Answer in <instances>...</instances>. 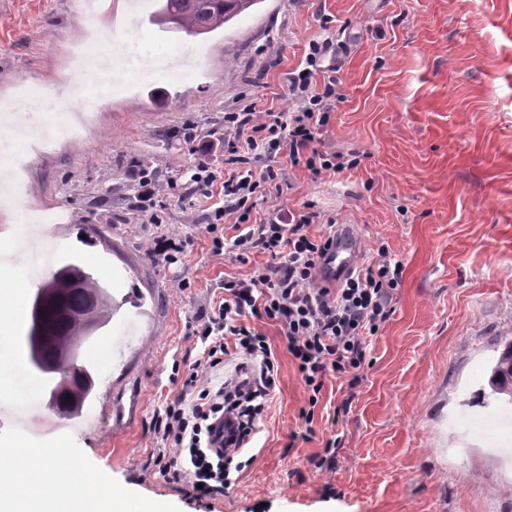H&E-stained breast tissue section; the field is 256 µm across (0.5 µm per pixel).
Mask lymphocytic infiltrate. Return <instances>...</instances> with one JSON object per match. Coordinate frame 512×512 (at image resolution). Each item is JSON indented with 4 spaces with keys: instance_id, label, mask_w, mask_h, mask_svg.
I'll list each match as a JSON object with an SVG mask.
<instances>
[{
    "instance_id": "f902f5d3",
    "label": "lymphocytic infiltrate",
    "mask_w": 512,
    "mask_h": 512,
    "mask_svg": "<svg viewBox=\"0 0 512 512\" xmlns=\"http://www.w3.org/2000/svg\"><path fill=\"white\" fill-rule=\"evenodd\" d=\"M335 52L333 39L310 42L305 68L288 74L290 111L252 105L225 113L223 136L193 126L181 133L195 160L180 172V187L206 205L203 230L212 255L228 254L251 268L246 277L225 280L222 298L192 319L202 352L180 393L156 417L161 446L154 467L163 480L189 488L198 499L223 495L229 484L234 452L212 448L216 421L231 419L234 441L248 440L277 386V353L252 319L271 321L283 333L307 391L308 405L299 416L309 426L327 378L363 371L368 339L386 322L402 278V262L382 244L375 261L358 266L340 284L325 283L319 271L334 234L312 232L320 213L276 207L251 218L259 199L281 191L286 168L303 167L315 177L344 170L342 155L311 148L335 108V79H315ZM158 192L154 171L140 169L133 185L136 223H161ZM228 221L235 230L230 239L224 235ZM234 354L250 362L251 371L241 381L211 387L205 374Z\"/></svg>"
}]
</instances>
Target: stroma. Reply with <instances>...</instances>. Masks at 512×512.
Instances as JSON below:
<instances>
[{"label":"stroma","mask_w":512,"mask_h":512,"mask_svg":"<svg viewBox=\"0 0 512 512\" xmlns=\"http://www.w3.org/2000/svg\"><path fill=\"white\" fill-rule=\"evenodd\" d=\"M73 23L69 0H0V75L61 77ZM329 36L342 44L338 102L314 146L358 165L317 179L286 169L282 196L268 203L358 225L359 262L388 245L402 281L357 385L326 384L325 400L346 413L333 428L314 421L306 442L290 439L304 429L305 386L279 328L259 321L280 383L243 449L251 465L224 497L200 503L150 467L154 423L201 351L190 318L221 296L224 278L249 268L212 256L204 210L181 189L162 190V223H135L130 173L149 165L165 181L192 164L177 138L185 125L220 135L225 113L252 101L286 107L288 72ZM182 92L139 105L108 97L75 143L33 158L26 179L36 198L76 216L49 260L98 257L97 277L145 314L127 325L123 355L110 336L93 337L106 373L80 417L41 396L0 421V441L63 448L98 470L111 504L92 507L77 483L61 496L74 512H512V410L483 402L491 364L512 339V0H263L225 30L210 73ZM162 235L194 244L168 265L154 254ZM332 435L336 469L325 475L309 459Z\"/></svg>","instance_id":"obj_1"}]
</instances>
